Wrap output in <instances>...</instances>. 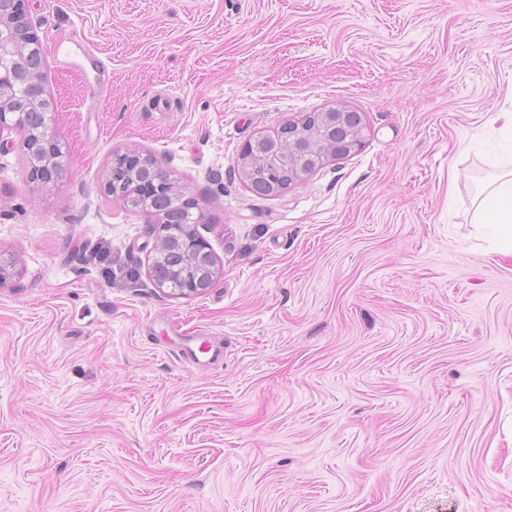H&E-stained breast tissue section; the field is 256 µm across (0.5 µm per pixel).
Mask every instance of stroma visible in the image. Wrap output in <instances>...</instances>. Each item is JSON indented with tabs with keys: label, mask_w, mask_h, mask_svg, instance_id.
I'll use <instances>...</instances> for the list:
<instances>
[{
	"label": "stroma",
	"mask_w": 512,
	"mask_h": 512,
	"mask_svg": "<svg viewBox=\"0 0 512 512\" xmlns=\"http://www.w3.org/2000/svg\"><path fill=\"white\" fill-rule=\"evenodd\" d=\"M63 172L0 148V512H512V0H25ZM344 104L362 146L281 193L251 137ZM198 201L213 288L166 296L113 151ZM185 336L224 357L179 360ZM73 45L81 50L83 57L90 63L94 70H97L100 66V60L93 53L85 52L79 42L70 34L55 37L50 43V50L56 58L68 59V51ZM497 209L499 205H507L504 211H498L499 222L494 224L495 235L498 239L499 253L506 256H512V179L502 182L497 186L489 201Z\"/></svg>",
	"instance_id": "obj_1"
}]
</instances>
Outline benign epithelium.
Returning <instances> with one entry per match:
<instances>
[{
  "label": "benign epithelium",
  "mask_w": 512,
  "mask_h": 512,
  "mask_svg": "<svg viewBox=\"0 0 512 512\" xmlns=\"http://www.w3.org/2000/svg\"><path fill=\"white\" fill-rule=\"evenodd\" d=\"M24 0H11L9 15H0V35L12 38L11 44L0 43V130L11 127L15 130L26 124L25 112L13 113V121L7 122V113L1 111L13 99L18 85L35 87L39 106L48 99L36 75L28 69L25 56L40 51L41 41L31 30L26 14L22 10ZM356 111L337 104L308 117L290 122L271 133H258L241 149L238 171L244 182L260 168L277 169L283 164L291 167L293 182L300 183L331 160L341 159L360 148L363 141L364 124L354 126L350 138L342 143L333 138L336 129L354 122ZM19 147L25 154L35 157L38 164L26 169V179L32 183L47 184L58 178L62 170L63 151L60 141L50 125L20 139ZM112 160H122L124 165L152 167L151 183L132 181L128 183L127 195L145 204L158 196L174 192L181 194L178 183L170 173L151 155H136L116 151ZM154 222L152 234L156 236L154 254L148 259V273L156 288L169 294L188 298L204 294L215 284L218 261L209 245L197 234L195 225H183L178 233L176 245H171L173 233L165 214L152 210ZM17 266V258L0 252V287L9 280ZM192 268L208 271L206 282L193 281L189 277Z\"/></svg>",
  "instance_id": "benign-epithelium-1"
}]
</instances>
